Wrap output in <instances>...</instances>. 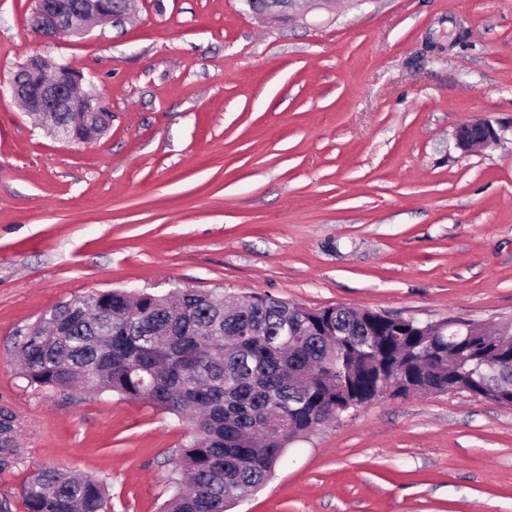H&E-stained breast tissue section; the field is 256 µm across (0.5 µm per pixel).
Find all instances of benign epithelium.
Listing matches in <instances>:
<instances>
[{
  "label": "benign epithelium",
  "instance_id": "7a95c632",
  "mask_svg": "<svg viewBox=\"0 0 512 512\" xmlns=\"http://www.w3.org/2000/svg\"><path fill=\"white\" fill-rule=\"evenodd\" d=\"M137 0H124L118 12L112 9V0H34L28 27L43 38L81 36L93 24L118 25L129 18ZM299 0H279L258 4L245 0L248 9L271 23H283L293 15ZM24 76L12 77L0 83V94L8 92L20 107L39 117L47 131L69 143H88L101 135L106 125L96 116L102 108L95 95L83 89L84 75L69 64L42 55H32L23 64ZM59 112H80L83 120L70 133L63 132L56 123ZM497 134L486 121H474L459 127L455 133L457 146L464 152L472 151L495 140Z\"/></svg>",
  "mask_w": 512,
  "mask_h": 512
}]
</instances>
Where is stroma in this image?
Listing matches in <instances>:
<instances>
[{
  "mask_svg": "<svg viewBox=\"0 0 512 512\" xmlns=\"http://www.w3.org/2000/svg\"><path fill=\"white\" fill-rule=\"evenodd\" d=\"M0 0V80L68 62L111 121L67 143L0 95V505L44 466L160 512L185 426L144 400L32 386L13 346L77 296L175 287L419 323L512 320V0H138L54 40ZM489 121L473 152L457 127ZM232 512H512V406L384 397L291 443ZM257 0H245L248 9L259 16L264 17L270 23H283L288 22V19L293 15L296 4L299 1L306 2L308 10H325L330 11L335 0H276L278 3L258 4Z\"/></svg>",
  "mask_w": 512,
  "mask_h": 512,
  "instance_id": "1",
  "label": "stroma"
}]
</instances>
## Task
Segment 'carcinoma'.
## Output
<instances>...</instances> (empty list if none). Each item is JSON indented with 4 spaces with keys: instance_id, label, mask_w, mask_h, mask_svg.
Listing matches in <instances>:
<instances>
[{
    "instance_id": "1",
    "label": "carcinoma",
    "mask_w": 512,
    "mask_h": 512,
    "mask_svg": "<svg viewBox=\"0 0 512 512\" xmlns=\"http://www.w3.org/2000/svg\"><path fill=\"white\" fill-rule=\"evenodd\" d=\"M28 384L144 399L189 420L193 436L161 512H229L263 487L288 445L340 408L465 384L512 406V326L494 335L420 329L405 318L342 306L307 308L253 295L176 289L135 299L113 290L75 297L15 342ZM27 512H108L106 479L41 468L23 490Z\"/></svg>"
}]
</instances>
